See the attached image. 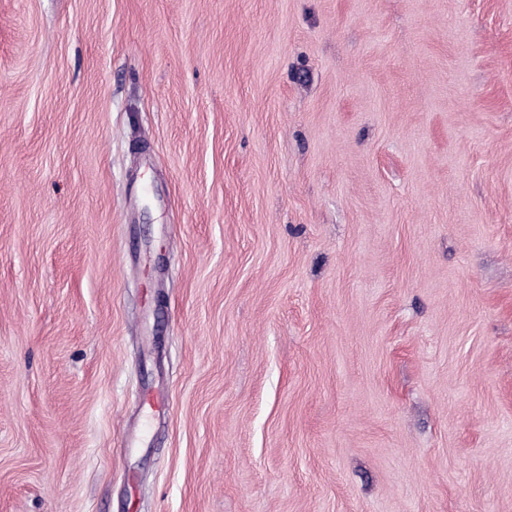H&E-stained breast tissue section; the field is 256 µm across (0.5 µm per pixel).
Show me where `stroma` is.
<instances>
[{
    "label": "stroma",
    "instance_id": "1",
    "mask_svg": "<svg viewBox=\"0 0 512 512\" xmlns=\"http://www.w3.org/2000/svg\"><path fill=\"white\" fill-rule=\"evenodd\" d=\"M0 512H512V0H0Z\"/></svg>",
    "mask_w": 512,
    "mask_h": 512
}]
</instances>
